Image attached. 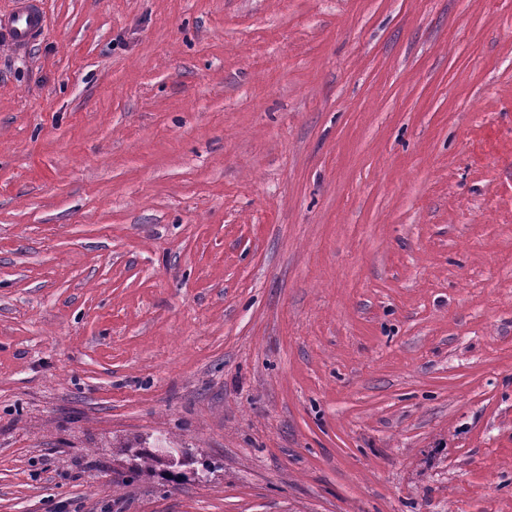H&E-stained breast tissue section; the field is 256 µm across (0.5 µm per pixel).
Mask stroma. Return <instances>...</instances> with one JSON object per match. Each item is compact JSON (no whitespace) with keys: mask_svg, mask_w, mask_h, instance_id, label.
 I'll list each match as a JSON object with an SVG mask.
<instances>
[{"mask_svg":"<svg viewBox=\"0 0 512 512\" xmlns=\"http://www.w3.org/2000/svg\"><path fill=\"white\" fill-rule=\"evenodd\" d=\"M43 8L0 512H512V0Z\"/></svg>","mask_w":512,"mask_h":512,"instance_id":"35a3bbf8","label":"stroma"}]
</instances>
